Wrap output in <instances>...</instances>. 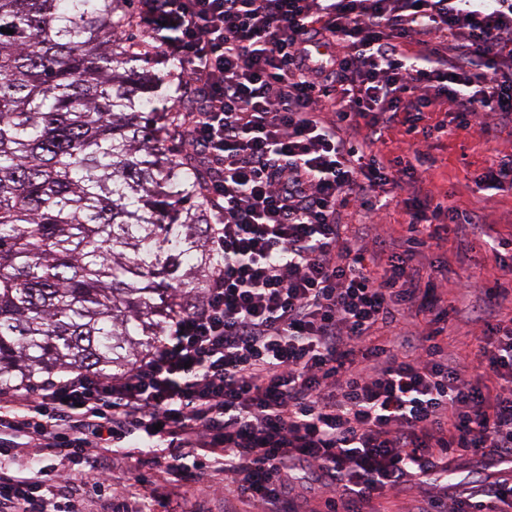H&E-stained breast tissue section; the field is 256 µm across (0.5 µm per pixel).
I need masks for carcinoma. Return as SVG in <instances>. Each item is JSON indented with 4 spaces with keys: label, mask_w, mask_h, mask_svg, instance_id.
<instances>
[{
    "label": "carcinoma",
    "mask_w": 512,
    "mask_h": 512,
    "mask_svg": "<svg viewBox=\"0 0 512 512\" xmlns=\"http://www.w3.org/2000/svg\"><path fill=\"white\" fill-rule=\"evenodd\" d=\"M134 0H0V386L127 372L216 262Z\"/></svg>",
    "instance_id": "carcinoma-1"
}]
</instances>
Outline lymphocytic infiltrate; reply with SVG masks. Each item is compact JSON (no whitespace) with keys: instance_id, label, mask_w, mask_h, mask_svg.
I'll return each mask as SVG.
<instances>
[{"instance_id":"f902f5d3","label":"lymphocytic infiltrate","mask_w":512,"mask_h":512,"mask_svg":"<svg viewBox=\"0 0 512 512\" xmlns=\"http://www.w3.org/2000/svg\"><path fill=\"white\" fill-rule=\"evenodd\" d=\"M143 34L198 92L184 145L207 159L218 268L130 373L0 389V512H78L108 496L183 505L207 454L228 512H375L404 484L421 512H512V481L449 494L456 462L512 471V266L484 289L479 333L448 341L449 292L416 258L473 248L482 221L422 191L421 153H385L479 123L512 132V0H139ZM333 43L327 60L313 42ZM408 191L404 234L351 224ZM139 436L149 476L9 462L20 442L87 460ZM79 492L78 500L82 505V512H111L113 510L109 500L96 495L91 481Z\"/></svg>"}]
</instances>
